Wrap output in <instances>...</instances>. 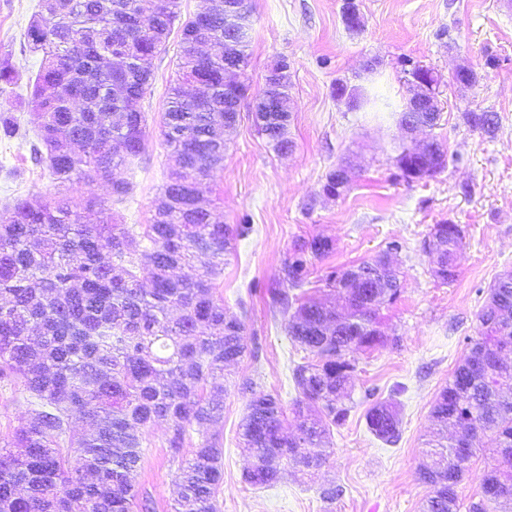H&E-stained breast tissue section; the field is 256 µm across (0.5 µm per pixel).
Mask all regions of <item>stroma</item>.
<instances>
[{"instance_id": "35a3bbf8", "label": "stroma", "mask_w": 512, "mask_h": 512, "mask_svg": "<svg viewBox=\"0 0 512 512\" xmlns=\"http://www.w3.org/2000/svg\"><path fill=\"white\" fill-rule=\"evenodd\" d=\"M356 2L364 25L351 31L343 20L345 0H252L249 91L263 87L277 61L287 62L295 146L289 154H276L249 110H242L241 121L224 136V163L204 192L215 219L251 227L226 257L215 295L244 321L248 343L259 348L258 358L244 357L224 372V486L217 512H422L431 489L417 473L428 462L424 441L432 406L479 332L477 314L489 287L512 269V0ZM39 6L40 0H0V59L9 58L19 74L13 89L0 93V102L29 130L34 107L28 79L41 56L29 50L24 32ZM179 54L175 30L165 52L150 62L153 78L141 102L145 152L116 172L131 186L126 201L115 202L107 184H78L68 193L73 209H82L92 193L104 203L105 222L150 223L175 165L160 126ZM371 59L377 60V71L362 78ZM409 62L440 77L443 110L432 135L447 153L444 169L410 183L397 166L411 145L397 117L407 95ZM460 65L478 75L470 88L449 82ZM340 83L366 87L386 99L390 110L349 106L336 96ZM468 110L494 113L495 134L467 125ZM341 163L354 168L350 186L340 197L325 196V177ZM54 193L46 167L31 160L29 141L0 134V208L20 196ZM445 223L463 231L457 277L448 284L433 276L424 251L433 226ZM315 236L329 238L333 249L310 260L308 280L314 287L329 272L370 260L389 242L400 243L394 256L400 292L377 314L379 329L393 342L356 353L353 408L345 424L331 432L328 463L258 488L244 480L251 458L240 444L239 426L248 397L239 386L254 380L258 391L277 396L287 409L297 398L292 371L305 353L289 336L271 293L288 287L282 268L294 245ZM399 383L405 392L392 395ZM389 398L400 418L393 444L372 435L365 420L372 401ZM28 417L21 386L0 385V440L9 439ZM167 434L164 422L149 429L138 477L139 493L153 500L154 512H170L178 474ZM332 484L344 493L328 502L321 490Z\"/></svg>"}]
</instances>
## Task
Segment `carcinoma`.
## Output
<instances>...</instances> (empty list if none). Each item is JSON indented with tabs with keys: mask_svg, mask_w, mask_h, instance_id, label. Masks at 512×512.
Instances as JSON below:
<instances>
[{
	"mask_svg": "<svg viewBox=\"0 0 512 512\" xmlns=\"http://www.w3.org/2000/svg\"><path fill=\"white\" fill-rule=\"evenodd\" d=\"M42 0L25 31L30 51L42 55L32 80L37 142L31 156L47 166L57 187L75 179L108 184L120 201L129 191L114 171L144 150L146 117L130 111L143 99L152 72L145 61L166 50L179 0ZM178 78L171 87L160 135L176 156L158 197L152 223L94 224L86 215L103 207L91 194L85 212L65 197L17 198L0 210V381L16 377L32 406L31 418L0 447V512H150L139 499L137 476L146 429L170 425L167 444L180 461L173 512H216L224 485V439L202 433L189 458V430L224 422V386L213 380L249 349L245 325L214 297L224 255L249 225L214 220L194 197L224 162L216 128L239 120L224 111V55L201 47L224 46V2L203 5L180 29ZM16 84L12 63L0 61V93ZM285 113L270 112L261 126L277 153L293 147ZM487 134L492 112L463 113ZM4 135L21 124L0 113ZM408 182L435 175L446 153L406 148L397 159ZM463 230L434 225L426 245L433 275L447 284L457 276L455 256ZM333 249L326 237L296 245L283 280L300 288L309 257ZM399 243L355 270L332 271L325 284L339 302L305 294H279L288 333L313 360L298 364L293 379L300 398L291 413L295 433H283L280 401L253 390L240 424L253 464L244 479L270 487L293 472L326 465L331 430L351 407V354L388 344L377 328L379 306L394 299L399 281L389 254ZM198 264L201 272L173 271ZM480 330L440 392L431 411L435 432L425 445L432 460L418 480L432 487L423 512H460L457 487L471 460L491 455L480 499L467 512H512V271L489 288L477 315ZM89 422L83 437L71 434L75 419ZM369 431L394 444L399 438L395 403L377 401L365 414ZM466 432V448L444 434Z\"/></svg>",
	"mask_w": 512,
	"mask_h": 512,
	"instance_id": "cac0c4a2",
	"label": "carcinoma"
}]
</instances>
